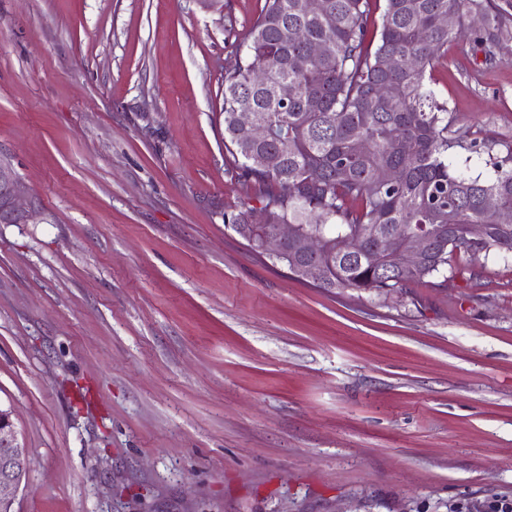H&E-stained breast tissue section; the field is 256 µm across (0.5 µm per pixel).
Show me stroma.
I'll return each instance as SVG.
<instances>
[{
	"label": "stroma",
	"mask_w": 512,
	"mask_h": 512,
	"mask_svg": "<svg viewBox=\"0 0 512 512\" xmlns=\"http://www.w3.org/2000/svg\"><path fill=\"white\" fill-rule=\"evenodd\" d=\"M264 0H0L13 512H491L512 499V261L327 291L224 225V69ZM453 128L512 149V44L450 43ZM40 209L12 164L0 157V223L36 224Z\"/></svg>",
	"instance_id": "1"
}]
</instances>
